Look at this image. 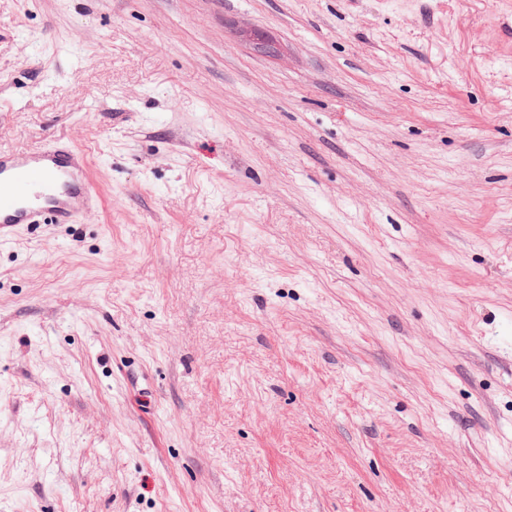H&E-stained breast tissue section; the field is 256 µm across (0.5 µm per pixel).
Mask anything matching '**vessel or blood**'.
I'll use <instances>...</instances> for the list:
<instances>
[{
    "label": "vessel or blood",
    "mask_w": 512,
    "mask_h": 512,
    "mask_svg": "<svg viewBox=\"0 0 512 512\" xmlns=\"http://www.w3.org/2000/svg\"><path fill=\"white\" fill-rule=\"evenodd\" d=\"M86 152L61 143L0 151V242L29 224H72L98 204Z\"/></svg>",
    "instance_id": "1"
}]
</instances>
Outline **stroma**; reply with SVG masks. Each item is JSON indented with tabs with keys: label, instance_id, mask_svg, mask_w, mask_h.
I'll list each match as a JSON object with an SVG mask.
<instances>
[{
	"label": "stroma",
	"instance_id": "35a3bbf8",
	"mask_svg": "<svg viewBox=\"0 0 512 512\" xmlns=\"http://www.w3.org/2000/svg\"><path fill=\"white\" fill-rule=\"evenodd\" d=\"M60 138L0 512H512V0H0V149Z\"/></svg>",
	"mask_w": 512,
	"mask_h": 512
}]
</instances>
